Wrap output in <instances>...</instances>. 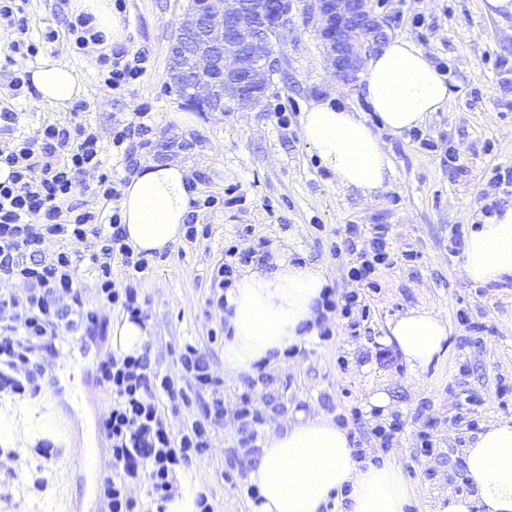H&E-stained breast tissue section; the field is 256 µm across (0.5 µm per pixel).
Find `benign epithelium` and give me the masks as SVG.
Listing matches in <instances>:
<instances>
[{
  "label": "benign epithelium",
  "mask_w": 512,
  "mask_h": 512,
  "mask_svg": "<svg viewBox=\"0 0 512 512\" xmlns=\"http://www.w3.org/2000/svg\"><path fill=\"white\" fill-rule=\"evenodd\" d=\"M383 0H313L323 47L336 77L357 81V54L385 43ZM293 26V0H192L169 47V85L189 84V104L200 112L246 110L265 96L282 69L276 49Z\"/></svg>",
  "instance_id": "7a95c632"
}]
</instances>
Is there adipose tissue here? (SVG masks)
Returning a JSON list of instances; mask_svg holds the SVG:
<instances>
[{
	"label": "adipose tissue",
	"instance_id": "1",
	"mask_svg": "<svg viewBox=\"0 0 512 512\" xmlns=\"http://www.w3.org/2000/svg\"><path fill=\"white\" fill-rule=\"evenodd\" d=\"M43 102L65 107L81 98L82 78L55 56L30 69ZM363 91L383 128L394 134L421 126L445 111L452 90L413 40L389 38L362 67ZM301 135L336 183L370 195L393 169L381 141L359 113L327 102L304 112ZM193 180L177 162H145L129 177L120 200L126 243L134 252H163L184 232L195 198ZM476 283L512 280V206L469 229L461 263ZM321 266L275 258L268 271L242 273L224 305V373L236 378L274 368L285 350L317 334V302L326 285ZM448 322L427 308L409 310L387 326L386 344L412 367L422 368L447 349ZM474 496H454L438 512H512V419L488 423L463 450ZM259 491L250 512H321L344 494L340 512H406L413 488L391 461L357 459L347 429L326 414H294L280 431L268 432L249 470Z\"/></svg>",
	"mask_w": 512,
	"mask_h": 512
}]
</instances>
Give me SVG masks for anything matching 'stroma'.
<instances>
[{
  "instance_id": "35a3bbf8",
  "label": "stroma",
  "mask_w": 512,
  "mask_h": 512,
  "mask_svg": "<svg viewBox=\"0 0 512 512\" xmlns=\"http://www.w3.org/2000/svg\"><path fill=\"white\" fill-rule=\"evenodd\" d=\"M309 0H297L295 28L282 40L283 65L267 96L245 111L196 113L193 123L176 120L185 106L168 89V49L187 0H125L118 17L124 49L148 54L140 81L127 89L106 86L91 73L97 51L74 53L66 41L48 51L85 78L80 112L39 102L34 89L21 91L15 104L19 128L35 135L43 122L85 123L101 141L113 125L152 112L150 149L143 160L178 161L189 166L199 194L224 200L223 208L200 210L196 221L207 236L176 242L156 255L153 273L142 284L147 335L163 370L178 374L181 341L199 342L215 375L224 373V344L209 342L219 313H206L208 269L235 242L250 254L251 267L269 266L276 253L321 265L337 291L349 289L343 272L353 260L348 251L349 225L369 229L389 225L395 252L411 250L412 262L381 270L377 289L367 291L369 315L357 331H340L336 340L313 342L270 369L271 386H258L255 403L266 408L276 395L286 413L268 424L282 427L291 413L345 412L354 447L372 461L397 463L415 490L407 512H434L440 500L469 496L462 450L476 427L512 418V282L483 285L464 278L462 250L452 249V229L485 222L488 212L512 205V19L487 14L483 0H386L390 33L414 40L452 88L448 108L431 114L419 134L380 138L392 161L386 187L366 196L331 183L301 137L300 118L314 101L332 100L358 113L369 125L377 118L361 87L338 81L327 61L315 25L307 15ZM28 36L39 39L46 27L63 28L74 15L71 0H30ZM287 113L279 124L278 113ZM429 139L423 148L421 139ZM189 149L163 151L171 140ZM426 307L445 317L451 328L448 351L426 369H411L383 339L389 320L409 309ZM479 330H469L459 313ZM64 390L45 385L41 395L0 392V406L38 408L58 426L51 447L29 446L26 455L0 454V512H100L95 488L108 471L110 455L96 429L108 407L106 394L85 383L81 366ZM385 392L386 411H369L371 392ZM403 424L389 448L373 436L375 425L392 417ZM433 436V454L423 453L419 430ZM255 453L237 444L236 424L225 419L208 456L188 473L204 487L216 512H247L249 498L222 468L248 471Z\"/></svg>"
}]
</instances>
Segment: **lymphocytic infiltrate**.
Wrapping results in <instances>:
<instances>
[{"label": "lymphocytic infiltrate", "instance_id": "f902f5d3", "mask_svg": "<svg viewBox=\"0 0 512 512\" xmlns=\"http://www.w3.org/2000/svg\"><path fill=\"white\" fill-rule=\"evenodd\" d=\"M28 2L0 0V23L19 34L11 51L34 58L62 35L78 54L102 42L85 13L68 19L65 32L50 27L41 40L28 39ZM145 60L141 52L102 53L94 59L93 74L113 88L127 87L142 77ZM150 119L143 111L138 121L113 126L105 145L82 124L46 122L30 138L17 133L20 114L12 98L0 97V163L10 169L0 181V389L38 395L51 362L67 353L71 341L103 332L108 313L145 322L138 285L151 265L125 242L121 213L113 205L119 191L102 166L109 154L136 171V150L152 144ZM87 188L100 200L99 208L78 202V192ZM395 263L388 226L374 225L347 270L354 290L340 295L328 286L321 293L319 340L335 339L328 316L353 320L366 290L375 286L377 270ZM88 277L96 285L91 298L83 290ZM19 282L24 291H16ZM177 361L179 375L162 372L148 343L132 353L106 351L96 361L95 384L111 399L101 421L110 454V473L97 485L102 512H145V503L160 507L172 499L179 491L178 471L209 453L225 416L237 423L239 447L250 452L258 446L268 417L253 395L257 384L268 383V375L247 381L229 409L224 383L213 375L198 343L184 342ZM197 404L201 413H192ZM184 408L190 414L183 428L171 433L167 413ZM136 482L143 484L144 496L133 494Z\"/></svg>", "mask_w": 512, "mask_h": 512}]
</instances>
